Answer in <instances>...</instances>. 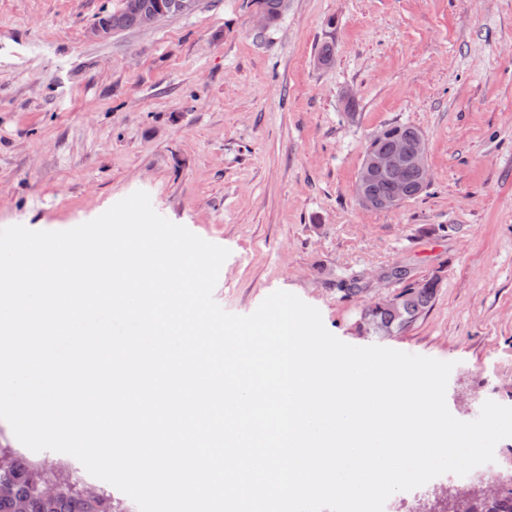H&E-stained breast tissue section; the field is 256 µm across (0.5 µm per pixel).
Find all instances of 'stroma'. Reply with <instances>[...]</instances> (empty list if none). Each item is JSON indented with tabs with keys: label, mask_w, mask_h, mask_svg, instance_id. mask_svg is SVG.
<instances>
[{
	"label": "stroma",
	"mask_w": 512,
	"mask_h": 512,
	"mask_svg": "<svg viewBox=\"0 0 512 512\" xmlns=\"http://www.w3.org/2000/svg\"><path fill=\"white\" fill-rule=\"evenodd\" d=\"M120 6L0 0V228L64 231L146 191L229 249L225 311L284 290L347 344L453 362L456 419L512 406V0H287L265 29L252 0H199L93 36ZM390 124L423 134L429 184L372 211L353 187ZM431 278L409 328L362 327L369 302Z\"/></svg>",
	"instance_id": "stroma-1"
}]
</instances>
